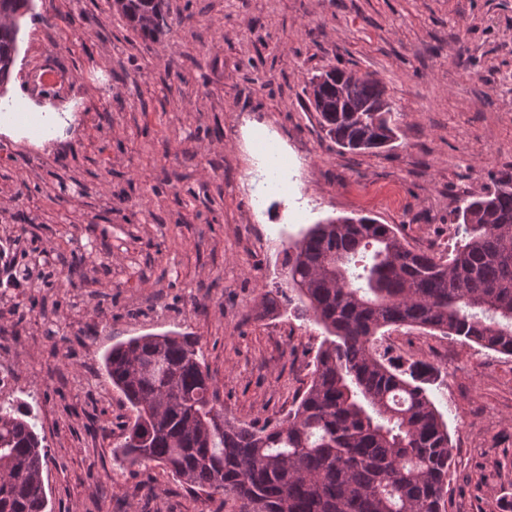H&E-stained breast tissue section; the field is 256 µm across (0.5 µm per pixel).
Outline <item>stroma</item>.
I'll return each instance as SVG.
<instances>
[{
	"instance_id": "stroma-1",
	"label": "stroma",
	"mask_w": 512,
	"mask_h": 512,
	"mask_svg": "<svg viewBox=\"0 0 512 512\" xmlns=\"http://www.w3.org/2000/svg\"><path fill=\"white\" fill-rule=\"evenodd\" d=\"M152 41L112 0H32L5 92L68 112L37 146L0 135V241L83 273L15 303L0 278L9 398L38 418L47 512H240L154 463L117 469L131 413L107 381L112 345L148 333L195 337L225 415L286 418L311 378L322 327L287 305L258 306L285 252L314 224L367 216L447 255L463 199L512 174V0H165ZM64 71L42 87L48 64ZM379 80L389 146L331 140L303 89L330 67ZM112 75L104 91V73ZM288 155L287 184L251 207L263 141ZM392 360L436 369L428 390L453 464L445 512H503L512 498V356L402 326Z\"/></svg>"
}]
</instances>
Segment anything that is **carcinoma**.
I'll list each match as a JSON object with an SVG mask.
<instances>
[{
  "mask_svg": "<svg viewBox=\"0 0 512 512\" xmlns=\"http://www.w3.org/2000/svg\"><path fill=\"white\" fill-rule=\"evenodd\" d=\"M162 0H125L122 16L155 39ZM31 0H0V78L19 55ZM333 67L311 101L327 134L350 150L382 148L395 113L365 77L340 94ZM382 112H372L374 106ZM465 237L448 258L406 245L369 217L315 224L289 247L286 287L263 305L298 302L326 336L288 420L258 427L224 418L218 391L190 336L150 334L112 346L104 368L132 413L120 461L156 462L205 494L229 493L241 512H442L452 446L425 387L432 368L405 371L378 352L382 330L418 326L512 355V175L454 213ZM30 280L32 268L3 266ZM51 288L61 274L40 273ZM24 403L0 401V512H46L48 451Z\"/></svg>",
  "mask_w": 512,
  "mask_h": 512,
  "instance_id": "carcinoma-1",
  "label": "carcinoma"
}]
</instances>
